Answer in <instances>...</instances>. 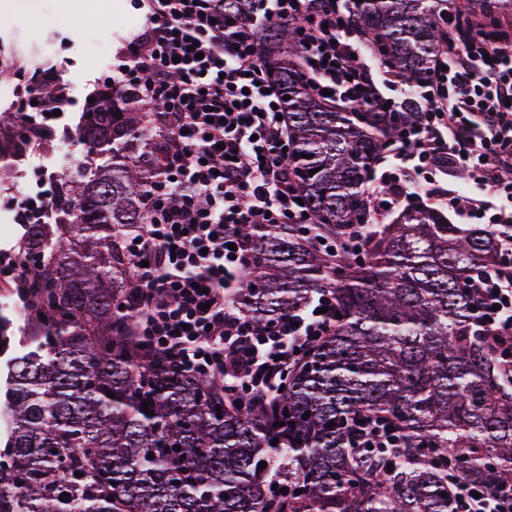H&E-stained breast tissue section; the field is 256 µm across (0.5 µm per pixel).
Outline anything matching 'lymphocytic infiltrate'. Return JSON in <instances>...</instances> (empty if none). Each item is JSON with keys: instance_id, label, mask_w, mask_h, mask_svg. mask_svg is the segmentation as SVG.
Segmentation results:
<instances>
[{"instance_id": "f902f5d3", "label": "lymphocytic infiltrate", "mask_w": 512, "mask_h": 512, "mask_svg": "<svg viewBox=\"0 0 512 512\" xmlns=\"http://www.w3.org/2000/svg\"><path fill=\"white\" fill-rule=\"evenodd\" d=\"M307 2L250 0L251 21L240 27L225 22L220 0H137L148 24L124 44L107 78L119 95L134 94L157 113L164 141L161 173L140 200L145 228L124 241L134 312L124 334L179 371L229 378L231 393L262 403L278 396L286 371L326 333L336 305L331 291H318L303 312L267 331L241 306L250 253L241 225L314 222L297 202L286 165L293 142L255 34L297 20L304 68L332 100L395 112L406 92L358 30L349 0H327L318 12ZM421 97L418 121L397 135L393 173L366 198L377 213L415 191L403 172L461 173L472 193L429 188L425 196L462 223L486 212L499 228L500 259L475 283L477 314L492 335L512 336V36L449 31ZM65 98L26 87L18 132L50 131L48 115ZM448 484L460 512H512V491L465 482L453 469Z\"/></svg>"}]
</instances>
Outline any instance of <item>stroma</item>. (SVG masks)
Instances as JSON below:
<instances>
[{
	"instance_id": "1",
	"label": "stroma",
	"mask_w": 512,
	"mask_h": 512,
	"mask_svg": "<svg viewBox=\"0 0 512 512\" xmlns=\"http://www.w3.org/2000/svg\"><path fill=\"white\" fill-rule=\"evenodd\" d=\"M83 0H23L19 18L0 19V49L10 52L13 68L26 77L51 75L65 88L70 104L50 137L36 141L29 153L11 161L0 174V212L8 211V192L54 193L59 177L71 174L80 163L104 160L90 149L83 160L75 154L82 146L79 129L87 118L90 97L106 89V78L118 63L125 41L146 26L135 0H113L110 21L100 12L83 8Z\"/></svg>"
}]
</instances>
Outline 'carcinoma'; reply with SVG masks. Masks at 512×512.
<instances>
[{
  "label": "carcinoma",
  "instance_id": "1",
  "mask_svg": "<svg viewBox=\"0 0 512 512\" xmlns=\"http://www.w3.org/2000/svg\"><path fill=\"white\" fill-rule=\"evenodd\" d=\"M244 7L224 0V17L246 25ZM352 11L415 87L453 16L486 36L490 21L512 16V0H354ZM296 28L265 27L256 51L283 97L288 164L317 224L310 237L292 224L241 227L251 241L241 303L270 329L329 288L332 328L270 407L230 398L218 375H186L128 346L117 321L129 269L121 234L142 224L140 198L164 142L149 113L105 92L83 138L111 156L57 189L68 236L26 225L21 257L42 277L29 292L26 344L10 349L13 323L0 316V352L12 350L0 512H457L450 461L469 482L512 485V341L481 327L472 288L498 261L499 240L414 205L375 225L357 251L333 258L313 244L367 223L363 176L422 107L331 109L299 65ZM34 136L0 116V154L24 156ZM362 415L395 427L399 447H353Z\"/></svg>",
  "mask_w": 512,
  "mask_h": 512
}]
</instances>
